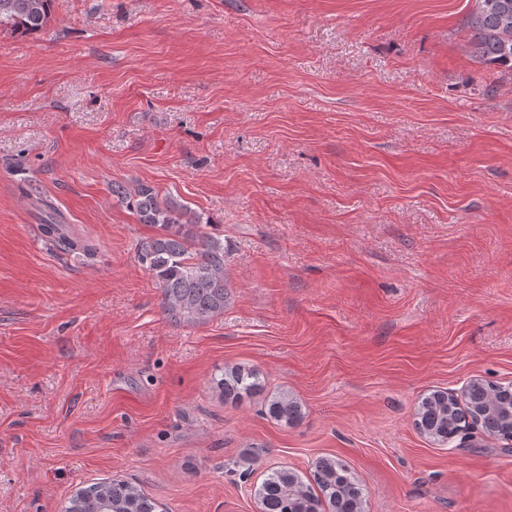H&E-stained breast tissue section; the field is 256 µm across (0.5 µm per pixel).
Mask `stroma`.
Instances as JSON below:
<instances>
[{"mask_svg":"<svg viewBox=\"0 0 512 512\" xmlns=\"http://www.w3.org/2000/svg\"><path fill=\"white\" fill-rule=\"evenodd\" d=\"M471 5L56 0L0 30V512L112 478L259 512L266 471L321 457L366 512H512V447L413 423L424 393L512 384V71L469 56ZM116 183L223 235V314L171 320ZM235 363L301 423L224 404ZM265 414L276 422L293 425L303 418L302 405L288 391L266 394L263 398Z\"/></svg>","mask_w":512,"mask_h":512,"instance_id":"35a3bbf8","label":"stroma"}]
</instances>
